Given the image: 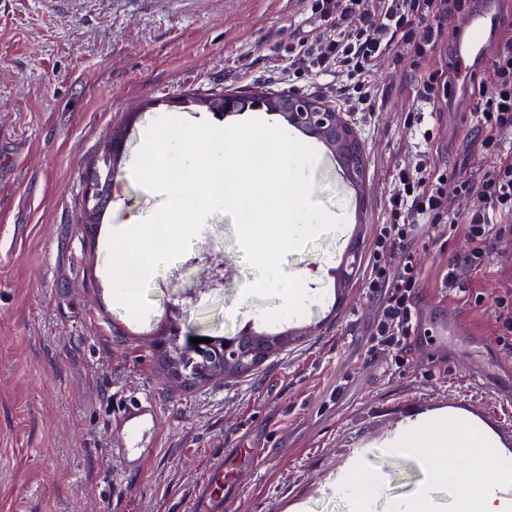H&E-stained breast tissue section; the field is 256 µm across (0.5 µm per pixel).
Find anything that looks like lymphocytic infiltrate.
Instances as JSON below:
<instances>
[{
    "label": "lymphocytic infiltrate",
    "mask_w": 512,
    "mask_h": 512,
    "mask_svg": "<svg viewBox=\"0 0 512 512\" xmlns=\"http://www.w3.org/2000/svg\"><path fill=\"white\" fill-rule=\"evenodd\" d=\"M312 15L331 25L335 37H300L289 44L295 72L344 74L336 94L360 110H374L377 86L372 75L389 60L400 68L410 57L422 73L411 86L414 100L435 107L448 99V71L430 68L449 22L469 10V0H306ZM473 127L478 149L490 167L481 179L462 168L437 165L424 156L401 164L393 176L388 213L377 225L363 279L366 301L376 303L371 348L389 364L403 367L412 358L411 338L423 271L417 261L419 229L429 226L440 239L464 228L463 255L445 274L453 283L480 269L494 241L512 237V42L493 60L490 83L479 84Z\"/></svg>",
    "instance_id": "obj_1"
}]
</instances>
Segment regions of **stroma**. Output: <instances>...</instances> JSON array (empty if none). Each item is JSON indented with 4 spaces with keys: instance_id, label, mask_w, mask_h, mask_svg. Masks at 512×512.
<instances>
[{
    "instance_id": "35a3bbf8",
    "label": "stroma",
    "mask_w": 512,
    "mask_h": 512,
    "mask_svg": "<svg viewBox=\"0 0 512 512\" xmlns=\"http://www.w3.org/2000/svg\"><path fill=\"white\" fill-rule=\"evenodd\" d=\"M322 33L304 0H73L62 16L44 0H0V161L21 155L0 184V512H190L195 485L238 426L286 427L296 445L259 461L237 512H350L336 485L356 468L385 476L374 512H393L427 479L421 460L395 446L410 426L438 418L470 421L491 446L512 455V405L467 376L495 372L505 359L478 339L494 335L490 306L512 282V240L493 243L485 268L452 290L444 276L462 254L463 236L443 241L422 228V292L445 294L453 306L482 294V306H466L475 335L430 342L431 351L446 355L438 366L413 359L395 369L371 352L367 327L375 309L360 301L363 275L393 170L414 146L403 121L419 71L406 61L395 77L381 64L383 103L354 111L329 94L335 74L293 73L289 44ZM248 90L322 100L358 133L366 173L356 185L322 143L296 135L317 153L312 201L342 220L283 260L285 273L307 274L320 296L303 315L266 325L262 311L282 300L246 295L258 272L232 217L215 213L186 253L154 273L151 309L135 319L113 295L109 238L128 212L146 218L164 200L132 175L145 131L162 117L217 127L282 125L263 109L219 118L185 103ZM431 121L440 163L476 177L486 171L468 112L443 104ZM124 124L129 132L114 190L126 207L106 210L91 234L78 224L80 177ZM354 240V276L333 288L325 273ZM219 261L226 285L188 294L187 286ZM172 304L184 327L215 336L247 326L284 333L295 325L299 338L253 374L186 389L169 381L155 347ZM121 390L153 394L162 411L160 451L130 479L111 469L105 454V404Z\"/></svg>"
}]
</instances>
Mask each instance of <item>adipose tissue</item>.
Listing matches in <instances>:
<instances>
[{
  "instance_id": "adipose-tissue-1",
  "label": "adipose tissue",
  "mask_w": 512,
  "mask_h": 512,
  "mask_svg": "<svg viewBox=\"0 0 512 512\" xmlns=\"http://www.w3.org/2000/svg\"><path fill=\"white\" fill-rule=\"evenodd\" d=\"M400 450L417 454L429 465V481L398 502L394 512H437L432 497L436 483L465 486L458 512H512V499L500 494V484L512 481V458L491 447L472 427L463 423H434L410 428ZM495 472V480L484 477Z\"/></svg>"
}]
</instances>
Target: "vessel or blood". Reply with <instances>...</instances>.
I'll return each instance as SVG.
<instances>
[{
	"label": "vessel or blood",
	"instance_id": "vessel-or-blood-1",
	"mask_svg": "<svg viewBox=\"0 0 512 512\" xmlns=\"http://www.w3.org/2000/svg\"><path fill=\"white\" fill-rule=\"evenodd\" d=\"M500 17V0H479L465 17L456 21L457 41L449 56L452 110L471 109V81L488 66ZM419 313L430 319L432 335L444 336L452 329L462 336L473 333L466 315L458 310L449 311L445 299L425 298L419 304ZM108 424L107 459L121 475H139L148 457L156 455L160 446L161 412L157 401L146 392L114 394ZM288 445L289 436L285 433L262 441L252 434L239 435L233 446L224 449L210 465L206 480L197 489L195 512H235L240 491L256 462L283 455Z\"/></svg>",
	"mask_w": 512,
	"mask_h": 512
}]
</instances>
